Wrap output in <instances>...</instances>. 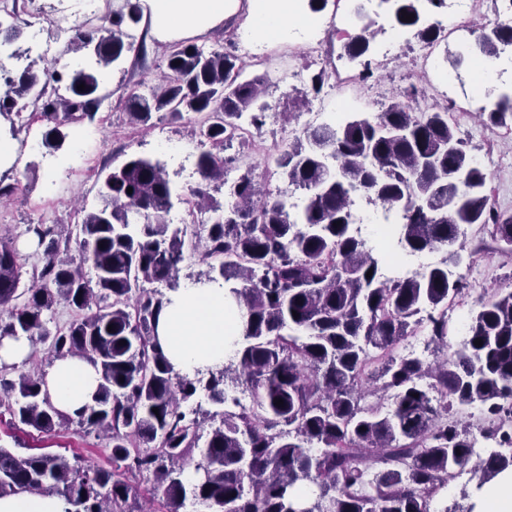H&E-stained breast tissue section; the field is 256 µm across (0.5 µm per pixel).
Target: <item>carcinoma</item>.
Here are the masks:
<instances>
[{"label":"carcinoma","mask_w":512,"mask_h":512,"mask_svg":"<svg viewBox=\"0 0 512 512\" xmlns=\"http://www.w3.org/2000/svg\"><path fill=\"white\" fill-rule=\"evenodd\" d=\"M381 2L420 40L438 39L420 0ZM404 13L414 18L404 21ZM143 16L141 0H126L125 9L71 46L93 53L104 68L131 52L143 60ZM509 46L512 25L498 23L482 31L473 50L494 59ZM369 48L365 34L355 33L340 56L356 61ZM163 64L158 86L126 93L124 112L141 125L158 112L195 114L205 147L200 183L183 194L160 162L128 156L102 176L99 204L78 208L76 239L55 238L50 224L29 225L46 249L24 287L20 255L0 237V339L24 336L44 345L52 361L89 359L100 373L94 404L74 417L51 403L41 374L3 385L16 393L8 410L40 433L73 422L107 432L112 468L90 472L58 455L19 457L0 446V496L52 490L72 512H113L132 494L124 473L135 471L153 476L169 512L189 497L208 512H473L472 504L450 507L438 499L453 469L474 458L478 489L512 472V452H504L512 449V291L477 298L467 339L455 349L448 302L462 296L465 283L452 269L465 259V225L488 229L495 250L512 253V215L491 201L488 175L448 123V105L418 117L392 102L372 119L304 131V139L277 150L261 176L252 166L240 175L235 206L208 225L206 236L189 240L187 228L168 219L174 202L220 210L208 187L221 180L224 164L238 161L224 152L247 143L238 120L248 113L251 125H263L265 78L242 81L246 65L236 56L185 40L167 46ZM5 85L0 115L35 105L46 126L43 144L53 150L67 137L64 127L94 120L100 102L94 68L28 66ZM487 98V121H512V86L495 85ZM276 175L304 191L301 203L262 186ZM358 197L396 220L404 251L440 252L439 261L411 278H388L384 255L373 253L354 226ZM188 252L208 267L197 282L224 286L240 312L232 358L193 377L174 369L157 338L170 298L142 287L167 282L176 289ZM87 262L93 286L82 271ZM60 303L76 317L52 330L45 312ZM419 330L436 349L433 361L393 355ZM239 387L253 405L223 411L199 446L201 423L183 405L201 390L223 405ZM475 403L483 414L477 429L490 443L484 457L472 452L473 430L462 414ZM189 465L195 478L187 481ZM301 486L316 491L300 495Z\"/></svg>","instance_id":"1"}]
</instances>
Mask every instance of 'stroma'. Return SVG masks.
Returning <instances> with one entry per match:
<instances>
[{
	"instance_id": "35a3bbf8",
	"label": "stroma",
	"mask_w": 512,
	"mask_h": 512,
	"mask_svg": "<svg viewBox=\"0 0 512 512\" xmlns=\"http://www.w3.org/2000/svg\"><path fill=\"white\" fill-rule=\"evenodd\" d=\"M125 0H16L15 17L0 18V24L21 27L22 33L11 44L0 47V63L12 71H21L27 63L36 67L47 65L67 69L63 43H56L52 54L44 55L30 47V30L25 24L31 14H42L45 33H52L57 14L66 11L71 20L83 28L98 24L101 16L121 9ZM371 9L378 15L377 24L367 32L372 45L368 55L374 76V104L372 113H379L391 97L402 94L412 83H420L424 73L419 67L417 36H410L407 45L397 50L395 57L383 58L377 51L385 41L386 23L390 16L380 4ZM164 43L152 44L146 67L132 66L131 62L110 68V81L101 85V111L109 115V124L98 140V148L91 155L74 152L75 141L82 139L86 131L92 130V122L85 121L69 127L68 136L62 147L52 150L42 143L43 126L34 127L30 134L17 138L19 145L18 164L15 168L0 173V183L12 185L13 195L0 202V234L9 236L24 263L25 272L41 267L44 249L38 246L33 234L27 228L32 224H53L60 237H67L75 229L73 210L78 205L93 206L98 201L99 185L96 179H82L66 176L63 166H81L85 160H92L97 169H109L119 165L125 155L139 154L164 162L170 178L178 188L184 189L198 180L196 173L197 153L178 152L177 144L192 142L193 118L184 115L174 119L156 114L148 127L130 125L123 111L122 98L126 92L139 84L154 85L163 68ZM311 51L309 44L298 42L292 45L274 43L267 45L247 68L245 78L262 75L266 78V100L271 116L266 126L251 139L250 161L256 172H263L266 153L277 132L300 129L305 114L314 107L313 97L303 96L304 81L283 83L284 72L303 71ZM440 67L449 72L453 80L448 84L426 85L422 95L413 100L414 110L421 111L444 97L468 99L469 111L458 123L457 128L466 140L471 155H482L486 149H493L496 165L491 170L488 187L496 207L512 215V134L505 127L490 124L481 115L487 100L472 74L471 65L452 68L449 61H441ZM488 233L477 227L466 228L464 241L467 249L475 253L473 267H461L460 275L467 284L465 295L459 297V304L465 311H472L476 298L484 290L503 288L512 290V259L484 250L489 242ZM0 446L27 455L28 452H50L67 459H81L83 465L97 468L111 467L112 461L106 440L89 434L77 425L70 424L56 428L51 434H43L17 423L7 408L0 407Z\"/></svg>"
}]
</instances>
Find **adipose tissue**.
Returning <instances> with one entry per match:
<instances>
[{
  "label": "adipose tissue",
  "mask_w": 512,
  "mask_h": 512,
  "mask_svg": "<svg viewBox=\"0 0 512 512\" xmlns=\"http://www.w3.org/2000/svg\"><path fill=\"white\" fill-rule=\"evenodd\" d=\"M154 34L169 41L207 32L246 8L245 37L256 44L293 39L294 29L308 18L295 11L294 0H143ZM158 324V340L176 371L222 367L231 351L230 338L239 323L218 285H189L170 297ZM99 382L97 366L86 359L56 360L44 376V389L54 405L68 415L93 404ZM64 497L50 492H18L0 497V512H68Z\"/></svg>",
  "instance_id": "1"
}]
</instances>
